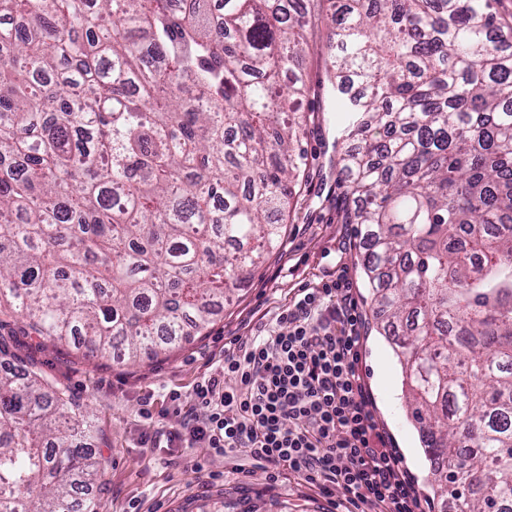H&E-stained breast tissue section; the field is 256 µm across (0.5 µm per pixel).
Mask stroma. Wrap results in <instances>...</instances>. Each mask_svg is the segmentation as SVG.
Wrapping results in <instances>:
<instances>
[{
	"label": "stroma",
	"instance_id": "1",
	"mask_svg": "<svg viewBox=\"0 0 512 512\" xmlns=\"http://www.w3.org/2000/svg\"><path fill=\"white\" fill-rule=\"evenodd\" d=\"M314 106L301 136L299 184L283 242L249 285L218 307L202 336L156 361L126 367L18 335L14 319L0 324L8 360L35 365L73 403L90 407L96 427L92 446L108 462L105 483L95 489L97 512H347L341 489L322 488L288 471L273 472L202 447L166 452L140 443L149 428L179 426L193 406L195 384L214 371L226 342L251 340L261 316H274L298 288L320 283L343 266L367 319L359 369L376 417L414 477L426 512H443L430 489L418 435L402 410L401 368L376 327L357 257L360 238L354 225L336 219L344 202L336 184V115L329 97L315 99ZM173 390L181 395L179 403L168 398ZM146 408L152 420L143 419Z\"/></svg>",
	"mask_w": 512,
	"mask_h": 512
}]
</instances>
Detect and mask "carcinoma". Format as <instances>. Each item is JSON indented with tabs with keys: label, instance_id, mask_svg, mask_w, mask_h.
I'll return each instance as SVG.
<instances>
[{
	"label": "carcinoma",
	"instance_id": "1",
	"mask_svg": "<svg viewBox=\"0 0 512 512\" xmlns=\"http://www.w3.org/2000/svg\"><path fill=\"white\" fill-rule=\"evenodd\" d=\"M494 2L0 0V315L123 366L190 341L280 246L298 103L325 91L341 220L367 244L433 495L512 512V27ZM90 431L34 366L0 367V512H96Z\"/></svg>",
	"mask_w": 512,
	"mask_h": 512
}]
</instances>
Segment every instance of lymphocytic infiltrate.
<instances>
[{
	"mask_svg": "<svg viewBox=\"0 0 512 512\" xmlns=\"http://www.w3.org/2000/svg\"><path fill=\"white\" fill-rule=\"evenodd\" d=\"M365 318L345 274L299 289L255 339L230 343L152 448L240 453L345 491L362 512H425L359 371Z\"/></svg>",
	"mask_w": 512,
	"mask_h": 512,
	"instance_id": "f902f5d3",
	"label": "lymphocytic infiltrate"
}]
</instances>
